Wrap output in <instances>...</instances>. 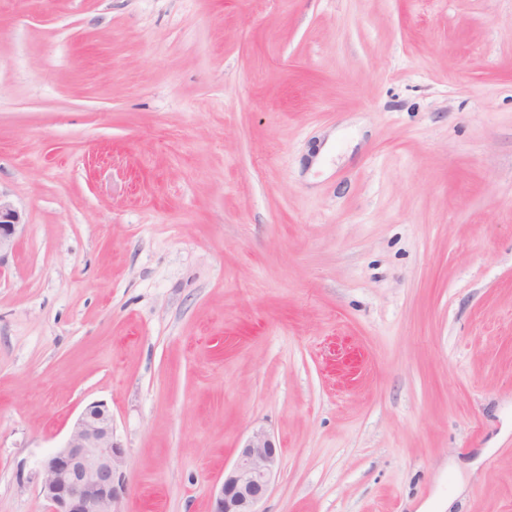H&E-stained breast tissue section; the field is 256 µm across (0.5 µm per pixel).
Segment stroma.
Listing matches in <instances>:
<instances>
[{
    "mask_svg": "<svg viewBox=\"0 0 512 512\" xmlns=\"http://www.w3.org/2000/svg\"><path fill=\"white\" fill-rule=\"evenodd\" d=\"M0 192V512H512V0H0ZM26 226L22 212L0 192V270ZM123 449L105 404L86 405L64 443L41 462L38 497L47 512H114L125 488L116 473ZM280 455L274 439L263 429L254 430L244 441L238 457L216 486L210 512H260Z\"/></svg>",
    "mask_w": 512,
    "mask_h": 512,
    "instance_id": "obj_1",
    "label": "stroma"
}]
</instances>
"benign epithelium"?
Masks as SVG:
<instances>
[{
	"instance_id": "1",
	"label": "benign epithelium",
	"mask_w": 512,
	"mask_h": 512,
	"mask_svg": "<svg viewBox=\"0 0 512 512\" xmlns=\"http://www.w3.org/2000/svg\"><path fill=\"white\" fill-rule=\"evenodd\" d=\"M25 226L22 212L0 196V269ZM122 460L111 412L103 403L86 405L62 446L40 462L38 497L46 512H114L113 505L124 492L116 479ZM279 462L270 434L253 431L214 489L211 512H259L257 506L269 493Z\"/></svg>"
}]
</instances>
